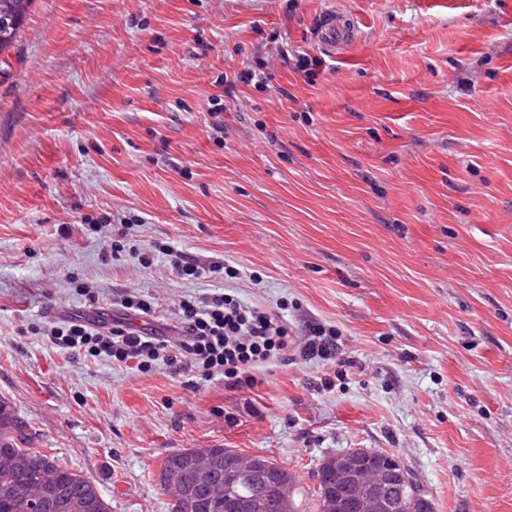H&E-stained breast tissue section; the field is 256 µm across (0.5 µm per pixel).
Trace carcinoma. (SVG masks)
Returning <instances> with one entry per match:
<instances>
[{
  "label": "carcinoma",
  "instance_id": "1",
  "mask_svg": "<svg viewBox=\"0 0 512 512\" xmlns=\"http://www.w3.org/2000/svg\"><path fill=\"white\" fill-rule=\"evenodd\" d=\"M33 0H0V56L8 52L17 41L27 19ZM22 425L10 403L0 400V456H12L18 464L8 471H0V512H27L24 492L33 478L47 473L56 485L65 488L72 504L93 505L91 512H110L109 504L97 486L85 477L60 465L54 457L25 447ZM211 454L217 462L216 479L224 484V493L250 495L259 503V512H281V490L284 483H292V476L280 468L276 477L262 466L250 465L252 481L243 485L237 468L242 464L238 452L232 448H213ZM387 453L364 449L360 467L355 472L336 468L325 462L317 472L319 512H329L328 495L338 498L356 497L361 489L373 483L386 468Z\"/></svg>",
  "mask_w": 512,
  "mask_h": 512
}]
</instances>
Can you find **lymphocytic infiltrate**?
Segmentation results:
<instances>
[{"mask_svg":"<svg viewBox=\"0 0 512 512\" xmlns=\"http://www.w3.org/2000/svg\"><path fill=\"white\" fill-rule=\"evenodd\" d=\"M159 254L167 257L180 279H209L218 284L212 292L181 297L176 308L177 340L134 328L131 318L151 314L154 305L142 294L123 291L114 300L118 315L111 325H98L78 315L65 318L51 327L53 341L65 349L140 372L157 365L176 373L191 367L208 380L223 377L228 388L256 386L257 372L287 359L289 350L297 346L309 360L335 358V330L312 326L300 344L290 335L282 315L242 300L231 287L232 280L241 276L239 268L194 257L166 241L142 254L138 263L150 267Z\"/></svg>","mask_w":512,"mask_h":512,"instance_id":"obj_1","label":"lymphocytic infiltrate"}]
</instances>
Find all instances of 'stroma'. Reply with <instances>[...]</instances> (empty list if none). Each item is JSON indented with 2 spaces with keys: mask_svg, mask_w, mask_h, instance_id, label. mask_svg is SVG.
<instances>
[{
  "mask_svg": "<svg viewBox=\"0 0 512 512\" xmlns=\"http://www.w3.org/2000/svg\"><path fill=\"white\" fill-rule=\"evenodd\" d=\"M329 10L358 28L336 54L313 42ZM299 50L319 67L281 63ZM262 59L263 84L226 82ZM7 62L0 398L32 447L111 512H170L179 448L273 459L295 512L353 448L398 455L435 512H512V0H35ZM169 238L244 269L296 339L335 328V359L294 349L230 390L46 337L129 289L157 305L134 326L175 325L209 281L130 253Z\"/></svg>",
  "mask_w": 512,
  "mask_h": 512,
  "instance_id": "1",
  "label": "stroma"
}]
</instances>
